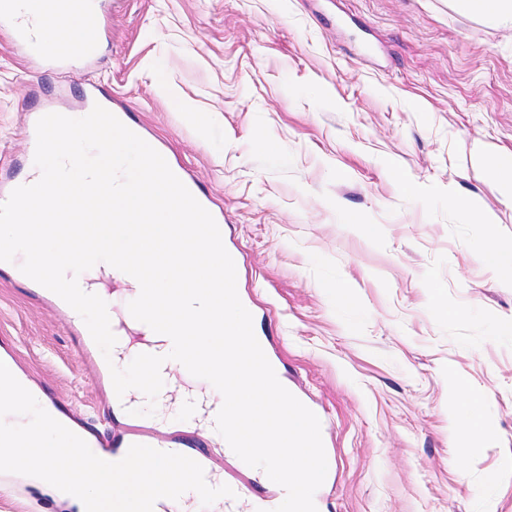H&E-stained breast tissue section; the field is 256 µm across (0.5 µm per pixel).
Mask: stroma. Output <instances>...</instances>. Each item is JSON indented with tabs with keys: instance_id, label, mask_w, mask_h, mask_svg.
I'll return each mask as SVG.
<instances>
[{
	"instance_id": "obj_1",
	"label": "stroma",
	"mask_w": 512,
	"mask_h": 512,
	"mask_svg": "<svg viewBox=\"0 0 512 512\" xmlns=\"http://www.w3.org/2000/svg\"><path fill=\"white\" fill-rule=\"evenodd\" d=\"M96 42L61 64L0 31V198L26 173L25 124L104 87L214 201L256 334L320 417L317 512H512V285L484 258L512 247V193L476 163L512 160V21L450 0H112ZM80 331L0 267V358L93 435L112 389ZM463 381L491 427L477 442ZM109 425L204 446L225 483L284 497L203 426L117 408ZM0 512L78 510L0 473Z\"/></svg>"
}]
</instances>
